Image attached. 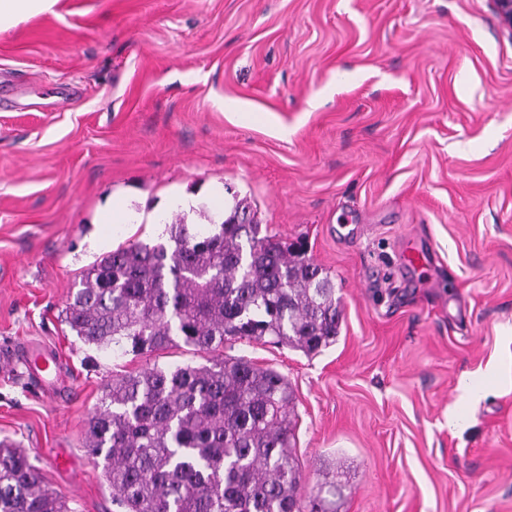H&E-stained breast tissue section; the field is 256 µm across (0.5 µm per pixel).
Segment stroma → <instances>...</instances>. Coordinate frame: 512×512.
Masks as SVG:
<instances>
[{
    "instance_id": "stroma-1",
    "label": "stroma",
    "mask_w": 512,
    "mask_h": 512,
    "mask_svg": "<svg viewBox=\"0 0 512 512\" xmlns=\"http://www.w3.org/2000/svg\"><path fill=\"white\" fill-rule=\"evenodd\" d=\"M180 192L194 215L166 207ZM116 194L138 223H102ZM239 199L341 304L318 354L223 351L288 379L302 500L333 482L337 512H512V32L493 0H59L0 33V441L71 512H115L81 446L104 384L209 355L100 350L63 309L103 256ZM410 242L432 247L416 271ZM35 346L51 387L25 373Z\"/></svg>"
}]
</instances>
